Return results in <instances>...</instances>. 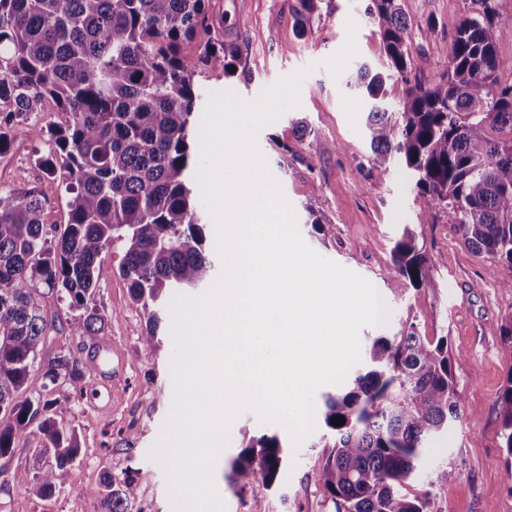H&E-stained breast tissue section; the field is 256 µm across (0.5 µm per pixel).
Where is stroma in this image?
<instances>
[{
	"mask_svg": "<svg viewBox=\"0 0 512 512\" xmlns=\"http://www.w3.org/2000/svg\"><path fill=\"white\" fill-rule=\"evenodd\" d=\"M367 3L319 0L303 24L300 0H211L214 25L225 42L236 47L237 57L231 76L211 71L197 78L199 98L232 90L251 100L280 78L306 70L299 107L257 136V148L293 207L303 239L321 256L370 281L388 308L385 323L361 329V344L391 335L408 319L421 335L447 337L455 356L463 417L447 434L428 442L410 489L428 494L431 512H512L497 415L499 395L512 375V354L501 341V327L512 316V293L501 288L500 281L512 272L493 267L486 256L469 248L448 209L432 206L420 195L402 163L386 170L371 165L364 132L367 105L348 86L360 64L374 72L386 69L377 27L365 12ZM400 5L412 30L411 64L407 79L386 82L385 102L391 109L407 83L432 85L446 73L442 46L465 12V0H400ZM299 119L305 120L306 132L298 131ZM53 150L52 141L32 140L25 128H18L9 152L0 156V190L36 188L47 201L45 224L61 227L68 220L69 196L60 180L36 163L38 156ZM315 218L329 228L328 237L312 232ZM406 230L423 247L428 270L421 285L397 294L385 275L394 242ZM122 257L117 248L102 256L96 307L108 319L105 331L83 338L59 334L48 338L44 348L48 354L78 348L95 352L98 370L90 392L80 395L65 385L47 387L42 365L31 370L27 395L49 391L67 399L62 423L75 429L84 454L64 470L54 495L29 498L28 512H72L76 506L83 512H104V474L128 467L142 472L131 512H173L163 468L150 456L172 405L171 319L163 317L160 323L161 348L146 349L141 338L151 311L132 302L119 273ZM117 366L125 373V384L118 390L112 387ZM324 431L323 423H316L297 454L283 464L278 486L257 482L237 492L225 476L245 434L288 435L282 426L260 423L254 413L240 415L216 464L215 484L226 512H251L258 500L266 512H332L314 464L327 454L317 445ZM132 435L137 445L127 455L121 447ZM450 456L456 460L455 469L447 480H437L438 466ZM47 463L37 434L17 440L12 456L0 465V512H12L17 497Z\"/></svg>",
	"mask_w": 512,
	"mask_h": 512,
	"instance_id": "35a3bbf8",
	"label": "stroma"
}]
</instances>
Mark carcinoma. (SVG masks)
Instances as JSON below:
<instances>
[{"mask_svg": "<svg viewBox=\"0 0 512 512\" xmlns=\"http://www.w3.org/2000/svg\"><path fill=\"white\" fill-rule=\"evenodd\" d=\"M210 0H0V155L27 124L33 140L56 150L37 159L71 194L68 223L49 235L37 190L0 191V458L32 428L51 458L28 494L50 497L61 472L81 454L77 434L60 426L67 401L26 397L30 369L49 333L92 336L105 327L95 303L108 248L123 252L120 274L132 299L204 283L212 265L197 194L199 155L190 138L195 78L228 74L236 49L210 36ZM391 75L408 80L412 30L399 0H370ZM512 33L498 0H470L442 46L448 71L431 86L410 85L394 112L377 103L385 78L365 65L354 87L370 102L365 134L371 162L401 160L415 187L448 207L467 244L512 271V77L498 73L497 41ZM198 41L193 56L185 44ZM63 124L28 123L46 99ZM427 257L406 232L392 249L387 280L398 293L425 278ZM55 291L71 316L42 310L39 287ZM369 366L327 394L330 453L315 461L333 512H430L428 494L406 492L426 442L462 417L448 337L430 339L405 320L372 340ZM94 359L60 350L44 376L82 394ZM503 479L512 491V373L498 399ZM345 421L336 425L331 419ZM283 463L275 435L252 437L231 462L229 485H273ZM140 474L103 479L107 512H128Z\"/></svg>", "mask_w": 512, "mask_h": 512, "instance_id": "obj_1", "label": "carcinoma"}]
</instances>
